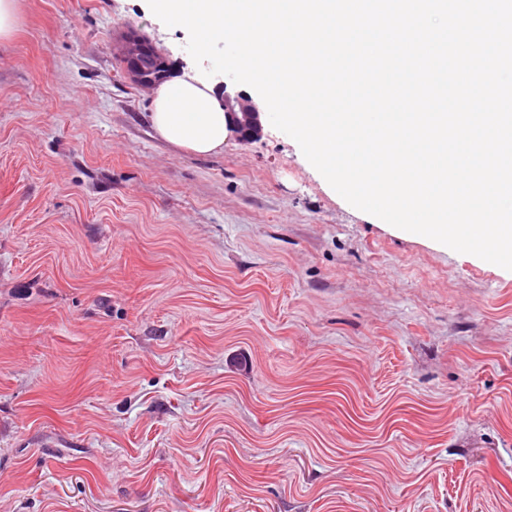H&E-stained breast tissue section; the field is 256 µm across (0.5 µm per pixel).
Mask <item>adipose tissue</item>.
Wrapping results in <instances>:
<instances>
[{"label": "adipose tissue", "instance_id": "1", "mask_svg": "<svg viewBox=\"0 0 512 512\" xmlns=\"http://www.w3.org/2000/svg\"><path fill=\"white\" fill-rule=\"evenodd\" d=\"M150 121L162 140L198 156L223 152L230 133L220 92L187 72L152 90Z\"/></svg>", "mask_w": 512, "mask_h": 512}]
</instances>
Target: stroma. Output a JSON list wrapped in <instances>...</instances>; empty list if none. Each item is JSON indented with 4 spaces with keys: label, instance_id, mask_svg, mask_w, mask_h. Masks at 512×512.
Wrapping results in <instances>:
<instances>
[{
    "label": "stroma",
    "instance_id": "35a3bbf8",
    "mask_svg": "<svg viewBox=\"0 0 512 512\" xmlns=\"http://www.w3.org/2000/svg\"><path fill=\"white\" fill-rule=\"evenodd\" d=\"M0 40V512H512V271L381 223L263 121L154 132L147 0ZM153 44L143 36L130 34L125 37L120 46V59L122 60L127 76L138 86L143 88H154L161 81H150L147 75L153 76L158 80L163 79L159 70L156 68L150 70L146 75L145 61L151 58L155 62V67L164 68L165 76L170 72V64L167 56L159 52L160 58L150 57Z\"/></svg>",
    "mask_w": 512,
    "mask_h": 512
}]
</instances>
